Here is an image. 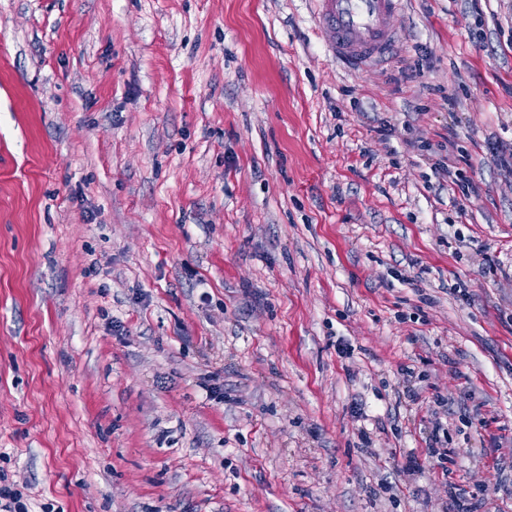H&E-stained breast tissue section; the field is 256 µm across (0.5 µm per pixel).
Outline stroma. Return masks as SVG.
<instances>
[{
  "instance_id": "35a3bbf8",
  "label": "stroma",
  "mask_w": 512,
  "mask_h": 512,
  "mask_svg": "<svg viewBox=\"0 0 512 512\" xmlns=\"http://www.w3.org/2000/svg\"><path fill=\"white\" fill-rule=\"evenodd\" d=\"M397 28L360 74L312 0H0L31 512H512V0Z\"/></svg>"
}]
</instances>
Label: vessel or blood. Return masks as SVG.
I'll return each mask as SVG.
<instances>
[{"instance_id":"obj_1","label":"vessel or blood","mask_w":512,"mask_h":512,"mask_svg":"<svg viewBox=\"0 0 512 512\" xmlns=\"http://www.w3.org/2000/svg\"><path fill=\"white\" fill-rule=\"evenodd\" d=\"M316 19L337 60L355 71L388 61L403 0H314Z\"/></svg>"}]
</instances>
